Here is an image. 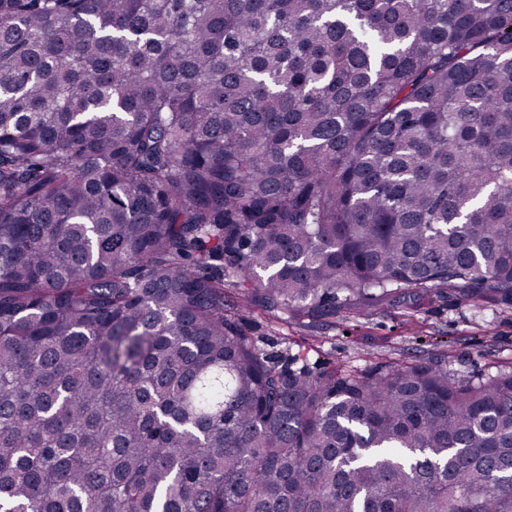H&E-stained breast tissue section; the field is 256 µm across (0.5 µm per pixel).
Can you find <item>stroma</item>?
I'll return each instance as SVG.
<instances>
[{"label": "stroma", "instance_id": "stroma-1", "mask_svg": "<svg viewBox=\"0 0 512 512\" xmlns=\"http://www.w3.org/2000/svg\"><path fill=\"white\" fill-rule=\"evenodd\" d=\"M251 319L266 354L313 370L350 373L406 363L427 357L437 342L452 374L478 379L512 370V305L493 298L468 304L448 292L341 309L326 319L282 323L258 312Z\"/></svg>", "mask_w": 512, "mask_h": 512}]
</instances>
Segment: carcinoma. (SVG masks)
<instances>
[{
    "label": "carcinoma",
    "mask_w": 512,
    "mask_h": 512,
    "mask_svg": "<svg viewBox=\"0 0 512 512\" xmlns=\"http://www.w3.org/2000/svg\"><path fill=\"white\" fill-rule=\"evenodd\" d=\"M442 288L512 304V0H0V512H512V371L250 318Z\"/></svg>",
    "instance_id": "cac0c4a2"
}]
</instances>
